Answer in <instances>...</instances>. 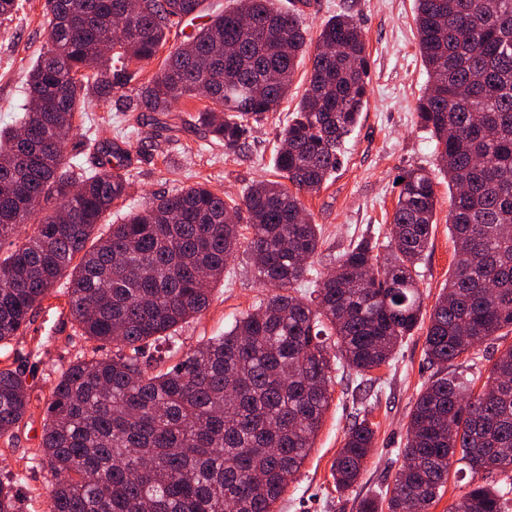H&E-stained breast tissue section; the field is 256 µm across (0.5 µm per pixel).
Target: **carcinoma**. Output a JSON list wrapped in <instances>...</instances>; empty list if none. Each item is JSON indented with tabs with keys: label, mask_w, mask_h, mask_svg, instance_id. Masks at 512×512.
I'll return each mask as SVG.
<instances>
[{
	"label": "carcinoma",
	"mask_w": 512,
	"mask_h": 512,
	"mask_svg": "<svg viewBox=\"0 0 512 512\" xmlns=\"http://www.w3.org/2000/svg\"><path fill=\"white\" fill-rule=\"evenodd\" d=\"M205 2L138 0L127 13L125 0H44L50 48L28 72L19 127L0 131V242L37 224L0 254V346L64 276L82 335L115 346L110 358H76L52 388L41 451L59 479L48 512H273L329 404L327 340L337 362L366 375L423 322L418 268L439 204L423 169L400 175L385 256L362 238L310 297L295 295L320 246L303 197L336 173L367 105L366 44L346 13L322 26L311 55L300 14L277 0L208 15L187 36L192 49L175 47L125 109L174 112L183 98L206 99L212 106L182 122L235 153L308 56L307 87L280 131L281 179L238 200L196 183L95 234L131 182L92 139L87 149L106 156L96 169L66 160L75 114L135 80ZM415 24L428 76L417 124L448 183L457 257L425 337L429 361L446 365L512 329V0H416ZM243 214L244 228L232 220ZM241 252L275 293L176 365L151 368L146 348L174 349L177 329L209 307L211 285ZM473 383L439 372L418 393L387 512H429L455 462L469 490L449 512H512V480L495 478L512 472V347L482 391ZM30 402L24 371L0 368V437ZM374 437L364 417L348 428L331 467L337 490L358 481ZM17 482L0 480V512H22Z\"/></svg>",
	"instance_id": "1"
}]
</instances>
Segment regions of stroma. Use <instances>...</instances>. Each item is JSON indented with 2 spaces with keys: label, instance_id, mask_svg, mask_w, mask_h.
Masks as SVG:
<instances>
[{
  "label": "stroma",
  "instance_id": "35a3bbf8",
  "mask_svg": "<svg viewBox=\"0 0 512 512\" xmlns=\"http://www.w3.org/2000/svg\"><path fill=\"white\" fill-rule=\"evenodd\" d=\"M13 20L0 25V129L16 126L26 102L25 75L30 64L49 49L44 0H19ZM281 8L301 13L309 38L340 13L360 24L369 52V93L361 123L345 143L339 170L304 204L322 228L320 254L314 272L297 285L299 295L316 287L317 273L331 267L350 241L372 238L386 246L387 228L397 200L396 179L410 169L435 171L434 146L419 128L416 106L427 81L418 51L414 22L415 0H278ZM162 56L143 62L139 80L115 89L108 100L89 99L66 153L74 155L85 135L97 143L124 149L134 176L130 204H118L104 223L123 221L129 205L203 182L215 193L241 196L256 180L276 178L277 134L292 117L306 88L310 61L299 65L292 86L276 111L252 122L241 151L225 154L202 127L183 124L179 113L125 112L123 101L135 99L142 81L156 76ZM430 248L419 266L425 309L436 299L454 272L455 248L448 229V186L439 184ZM65 282H58L33 313L26 330L0 349V367L26 372L32 405L25 418L0 437V480L19 477L23 512H48L53 482L42 462L40 439L45 406L52 387L68 364L79 356L108 358L112 347L82 336L70 311ZM255 284L245 255H238L215 284L210 305L198 318L178 329L182 351L209 337L223 335L236 317L264 296ZM424 330H416L399 345L389 365L376 370L375 381L355 371H337L330 388V406L300 471L291 479L274 512H359L363 499H382L403 465L410 410L436 367L424 355ZM368 415L376 430L375 444L358 483L340 493L331 465L344 434L359 415Z\"/></svg>",
  "mask_w": 512,
  "mask_h": 512
}]
</instances>
